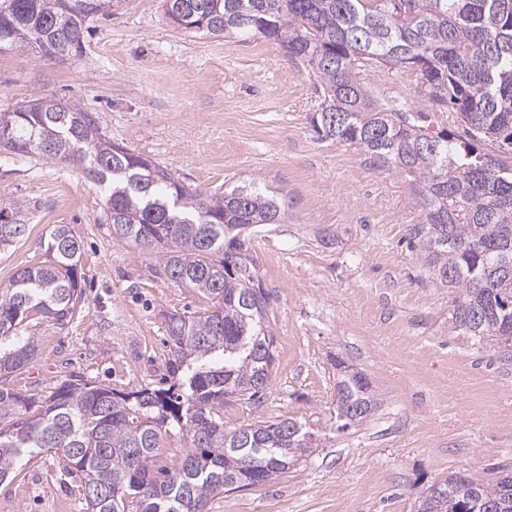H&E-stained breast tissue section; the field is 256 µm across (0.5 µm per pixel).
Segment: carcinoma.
Returning a JSON list of instances; mask_svg holds the SVG:
<instances>
[{
	"label": "carcinoma",
	"mask_w": 512,
	"mask_h": 512,
	"mask_svg": "<svg viewBox=\"0 0 512 512\" xmlns=\"http://www.w3.org/2000/svg\"><path fill=\"white\" fill-rule=\"evenodd\" d=\"M0 47L35 49L57 59V33L83 53L89 22L125 0H9ZM164 0L186 32L256 33L308 64L322 89L311 124L321 141L355 147L369 165L404 178L425 223L414 228L417 259L432 283L453 294L451 330L506 353L512 345V0ZM413 70L434 112L465 127L435 132L421 115L374 103L360 83L371 65ZM0 152L77 163L105 193L112 241L154 254L155 273L210 302L200 316L171 314L167 336L175 381L166 388L118 392L73 379L40 409L2 386L37 354L18 335L34 315L60 324L81 303V240L56 224L45 259L0 284V484L34 455H61L83 477L86 512H205L224 492L283 474L312 447L305 424L288 417L228 427L224 404L254 400L271 383L276 339L269 299L254 287L244 232L281 224L283 194L256 184L206 193L189 190L158 164L101 135L91 113H8ZM489 141L497 153L473 142ZM30 206H0V254L29 234ZM343 367L329 430L371 417L379 397L368 377ZM184 440L173 469L158 466L167 435ZM428 486L416 512H512V475L485 481L452 473Z\"/></svg>",
	"instance_id": "1"
}]
</instances>
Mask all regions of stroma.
<instances>
[{"label":"stroma","instance_id":"35a3bbf8","mask_svg":"<svg viewBox=\"0 0 512 512\" xmlns=\"http://www.w3.org/2000/svg\"><path fill=\"white\" fill-rule=\"evenodd\" d=\"M359 79L376 102L407 103L447 128L416 72L377 67ZM316 85L263 36L175 29L162 0H125L64 62L0 49V112L41 97L76 104L185 185L254 181L286 196L284 223L248 233L276 337L271 385L260 401L226 405L224 421L294 417L321 440L287 473L216 496L207 512H415L451 473L512 472V357L451 332V298L409 245L421 208L401 176L317 139ZM12 201L36 208L26 241L0 255V283L41 261L45 234L67 224L82 242L84 299L69 322L24 323L38 351L8 386L35 402L78 376L118 391L169 386L164 316L201 314L207 301L159 278L144 250L113 242L104 194L81 166L0 153V203ZM338 359L369 378L382 406L327 436ZM80 484L56 456L37 455L0 484V512H84Z\"/></svg>","mask_w":512,"mask_h":512}]
</instances>
